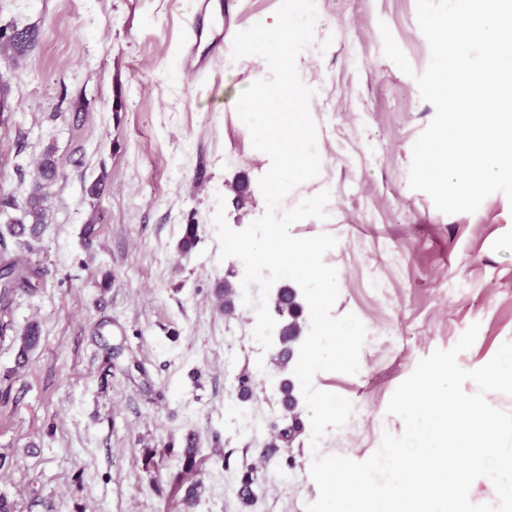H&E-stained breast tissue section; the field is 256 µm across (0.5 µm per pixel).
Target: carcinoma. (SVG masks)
<instances>
[{
	"instance_id": "carcinoma-1",
	"label": "carcinoma",
	"mask_w": 512,
	"mask_h": 512,
	"mask_svg": "<svg viewBox=\"0 0 512 512\" xmlns=\"http://www.w3.org/2000/svg\"><path fill=\"white\" fill-rule=\"evenodd\" d=\"M35 40V34L28 30L16 28L8 30L0 28V56H7L27 43ZM35 182L26 197L25 201L17 210L19 214L9 217L5 222V229L0 230V244L11 238L15 243L31 250L32 245L38 242L47 224L51 211L49 187L59 175L58 167L54 159L53 151L47 150L39 159L36 165ZM42 278V271L32 267L28 260L16 254L10 258L3 259L0 263V301L6 302L10 295L18 288L32 290L35 282ZM239 293L236 286L226 282L221 285L218 297L221 300V307L232 309L235 307V300ZM18 351V363H23L28 353L35 349L41 341V330L39 324L32 322L26 326L20 336ZM299 337L288 335L284 331L277 330L273 334V345L277 348V358L281 366L288 364V350L298 348ZM277 392L281 395L284 406L294 407L298 405V396L295 393V385L289 380L281 381L277 386Z\"/></svg>"
}]
</instances>
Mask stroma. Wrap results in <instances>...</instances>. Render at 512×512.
<instances>
[{"label": "stroma", "mask_w": 512, "mask_h": 512, "mask_svg": "<svg viewBox=\"0 0 512 512\" xmlns=\"http://www.w3.org/2000/svg\"><path fill=\"white\" fill-rule=\"evenodd\" d=\"M281 0H224V45L271 23ZM417 0H322L315 43L297 70L313 95L319 175L287 197L329 190L326 219L293 236L336 237L334 316L355 314L367 338L357 374L321 371L316 389L352 414L319 447L303 429L269 447L277 377L244 309L227 315L215 289L238 269L220 259L217 200L235 230L261 217L269 157L254 149L236 100L266 62L231 55L200 76L180 69L195 0H0V25L36 31L0 58L10 87L0 112V202L22 203L35 162L53 148V220L30 258L46 271L0 321V495L16 512H306L319 491L314 454L369 458L401 435L391 395L421 359L479 332L457 357L474 370L512 342V203L487 197L447 215L409 186L412 147L435 109L414 73L430 61ZM387 24L414 69L383 53ZM105 176L96 196L88 188ZM242 181L245 194L228 191ZM97 223L85 236L89 218ZM200 240L179 243L186 225ZM38 321L41 344L17 366V336ZM249 381L256 401L237 398ZM196 443L186 464V439ZM251 476L255 501L238 490ZM197 504L186 507L189 487Z\"/></svg>", "instance_id": "35a3bbf8"}]
</instances>
